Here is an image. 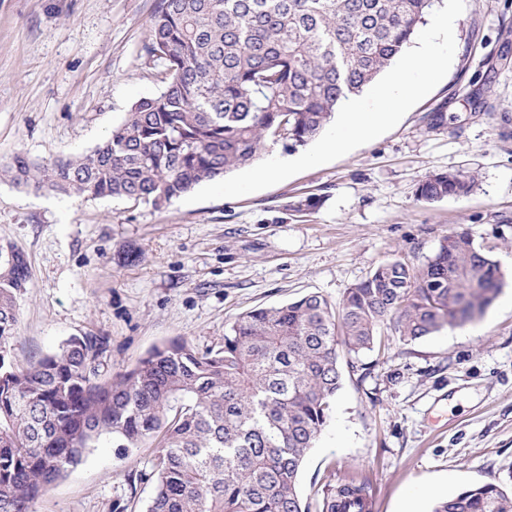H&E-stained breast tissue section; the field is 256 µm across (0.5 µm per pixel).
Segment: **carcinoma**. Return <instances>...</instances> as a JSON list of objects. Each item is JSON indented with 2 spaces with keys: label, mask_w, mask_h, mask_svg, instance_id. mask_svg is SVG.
<instances>
[{
  "label": "carcinoma",
  "mask_w": 512,
  "mask_h": 512,
  "mask_svg": "<svg viewBox=\"0 0 512 512\" xmlns=\"http://www.w3.org/2000/svg\"><path fill=\"white\" fill-rule=\"evenodd\" d=\"M436 0H158L148 57L163 90L140 100L92 151L48 165L17 156L18 185L161 208L254 165L268 141L296 151L349 96L391 67ZM463 172L427 176L417 199L468 194ZM24 260L0 253V512H34L103 437L123 451L156 443L147 512H305L304 459L341 388L387 323L406 342L483 316L505 280L467 231L418 267L391 259L337 303L317 293L245 312L224 345L153 347L118 379L99 371L101 336H72L25 364L11 355ZM322 512H369L365 488L327 485ZM431 512H512L485 483Z\"/></svg>",
  "instance_id": "carcinoma-1"
}]
</instances>
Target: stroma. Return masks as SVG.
Instances as JSON below:
<instances>
[{"label":"stroma","instance_id":"35a3bbf8","mask_svg":"<svg viewBox=\"0 0 512 512\" xmlns=\"http://www.w3.org/2000/svg\"><path fill=\"white\" fill-rule=\"evenodd\" d=\"M157 0H0V167L93 150L163 87L145 46ZM443 80L399 124L325 165L237 198L162 209L67 197L0 181V250L21 254L18 362L69 337H105L117 377L181 338L219 348L239 314L318 292L339 301L378 265H422L469 231L506 274L476 324L407 343L382 328L341 389L298 475L309 512L326 484L365 485L372 512L409 494L484 483L512 489V0H465ZM441 122H433L435 113ZM473 190L417 200L436 172ZM152 442L102 440L35 502V512H146Z\"/></svg>","mask_w":512,"mask_h":512}]
</instances>
